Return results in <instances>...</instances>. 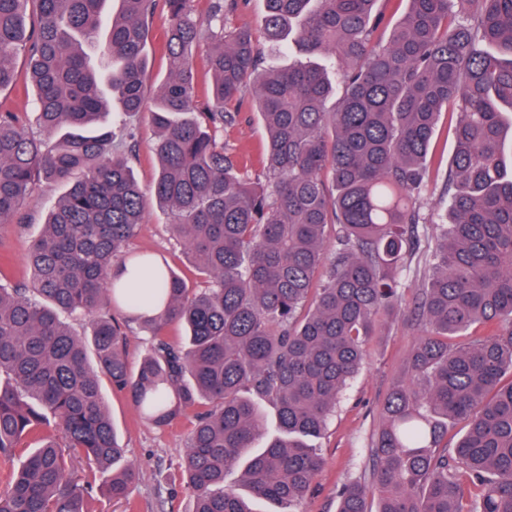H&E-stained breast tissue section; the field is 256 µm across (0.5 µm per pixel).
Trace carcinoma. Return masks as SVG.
Segmentation results:
<instances>
[{
    "label": "carcinoma",
    "mask_w": 512,
    "mask_h": 512,
    "mask_svg": "<svg viewBox=\"0 0 512 512\" xmlns=\"http://www.w3.org/2000/svg\"><path fill=\"white\" fill-rule=\"evenodd\" d=\"M105 2L0 0V91L24 56L35 121L59 133L43 142L24 114L0 112V224L23 223L39 188L69 185L29 246L34 287L0 284V512H91L96 483L128 498L139 470L123 463L104 379L156 428L189 420L180 480L193 512H253L224 488L238 466L254 498L299 512L325 465L310 441L368 342L402 316L420 334L368 473L339 488L336 512H512V0H408L384 43L378 0H265L257 31L229 23L247 0H207L203 15L194 0H120L111 18ZM160 9L168 77L150 109V193L193 285L158 260L122 259L146 205L131 163ZM290 38L336 83L312 61L266 66L264 47ZM204 43L213 85L201 101ZM248 96L268 136L257 176L219 138ZM444 112L456 114L447 219L423 250L419 227L435 223L426 158ZM135 328L146 346L134 364ZM264 403L277 435L256 450Z\"/></svg>",
    "instance_id": "obj_1"
}]
</instances>
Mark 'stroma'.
<instances>
[{"label": "stroma", "instance_id": "obj_1", "mask_svg": "<svg viewBox=\"0 0 512 512\" xmlns=\"http://www.w3.org/2000/svg\"><path fill=\"white\" fill-rule=\"evenodd\" d=\"M450 115H443L433 143V163L438 177L425 198L430 214L447 207L442 181L453 155V141L448 133ZM139 145L132 163L133 173L142 188H150L157 173V159L152 149L154 131L148 113L138 118ZM266 131L262 122L243 105L238 123L224 131V142L232 147L252 170H259ZM56 186L36 192L24 204L27 223L0 226V256L11 259L8 283H32L33 276L25 261L29 243L43 229L47 212L63 194ZM169 216L155 202H147L144 219L128 245V254L148 253L167 263L175 273L192 277L193 268L183 247L170 235ZM418 329L403 320L383 328L380 336L367 345L364 364L352 380L324 435L316 446L326 464L316 479L300 512H335L336 488L347 479L364 473L369 465L371 439L381 425V411L392 383L401 375L407 353ZM103 399L118 426L125 447V459L140 472L129 491L128 503L101 500L100 512H192L193 499L179 484L170 482L186 453L188 421L160 430L143 421L127 395L104 387Z\"/></svg>", "mask_w": 512, "mask_h": 512}]
</instances>
